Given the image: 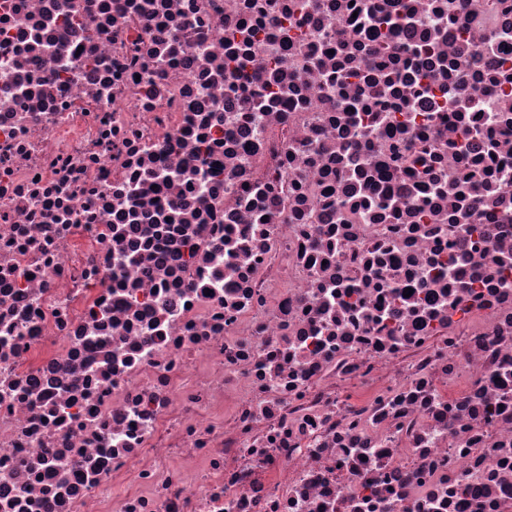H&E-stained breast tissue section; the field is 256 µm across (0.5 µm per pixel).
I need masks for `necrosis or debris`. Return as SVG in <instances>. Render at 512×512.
Returning a JSON list of instances; mask_svg holds the SVG:
<instances>
[{
  "label": "necrosis or debris",
  "mask_w": 512,
  "mask_h": 512,
  "mask_svg": "<svg viewBox=\"0 0 512 512\" xmlns=\"http://www.w3.org/2000/svg\"><path fill=\"white\" fill-rule=\"evenodd\" d=\"M0 512H512V0H0Z\"/></svg>",
  "instance_id": "1"
}]
</instances>
